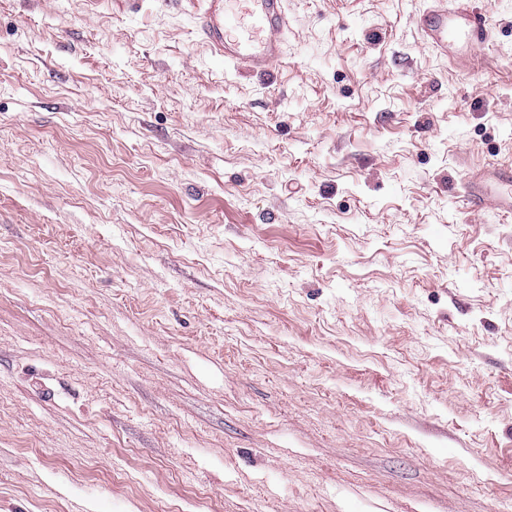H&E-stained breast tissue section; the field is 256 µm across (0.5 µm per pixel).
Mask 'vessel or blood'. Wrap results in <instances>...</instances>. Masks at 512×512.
Instances as JSON below:
<instances>
[{"label":"vessel or blood","mask_w":512,"mask_h":512,"mask_svg":"<svg viewBox=\"0 0 512 512\" xmlns=\"http://www.w3.org/2000/svg\"><path fill=\"white\" fill-rule=\"evenodd\" d=\"M196 26L212 55L251 71H264L278 61L288 34L285 0H196ZM425 44L441 58L462 64L465 56L486 48L491 35L483 15L470 0H429L415 19ZM472 209L495 204L512 215V169L473 172L462 187Z\"/></svg>","instance_id":"obj_1"}]
</instances>
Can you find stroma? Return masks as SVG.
I'll list each match as a JSON object with an SVG mask.
<instances>
[{
	"label": "stroma",
	"mask_w": 512,
	"mask_h": 512,
	"mask_svg": "<svg viewBox=\"0 0 512 512\" xmlns=\"http://www.w3.org/2000/svg\"><path fill=\"white\" fill-rule=\"evenodd\" d=\"M0 0V512H512V0ZM202 42L212 55L250 71L269 69L288 34L285 0H189ZM414 22L423 41L438 56L461 66L465 56L491 42L483 15L470 7V0H429ZM489 170L474 171L462 187L463 202L474 210L485 207L491 198L497 210L506 216L512 215V169L499 171L492 175L497 185L495 196L491 197V189L488 186Z\"/></svg>",
	"instance_id": "obj_1"
}]
</instances>
